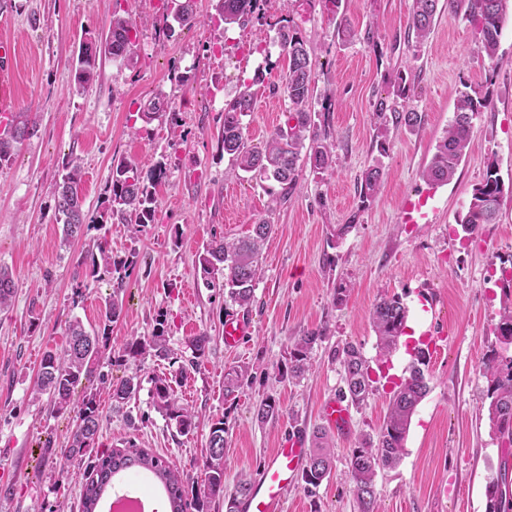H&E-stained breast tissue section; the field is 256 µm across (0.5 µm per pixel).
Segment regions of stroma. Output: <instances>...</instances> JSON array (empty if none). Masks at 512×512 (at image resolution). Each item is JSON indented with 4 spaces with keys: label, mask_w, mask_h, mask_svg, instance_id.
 <instances>
[{
    "label": "stroma",
    "mask_w": 512,
    "mask_h": 512,
    "mask_svg": "<svg viewBox=\"0 0 512 512\" xmlns=\"http://www.w3.org/2000/svg\"><path fill=\"white\" fill-rule=\"evenodd\" d=\"M199 22L173 25L170 8L138 0L141 15L130 60H103L84 92L71 91L82 42L108 28L117 0H12L0 14V40L17 48L11 72L0 73V113L25 112L38 125L8 162L0 164V266L17 288L0 309V512H81L83 469L77 461L44 459L41 446L67 447L71 413L53 415L32 387L47 351L62 350L73 319L98 326L103 301L122 285L123 310L109 330L108 346L121 350L132 336L151 335L164 319L170 348L190 357L188 341L207 333L211 343L196 370L175 386L179 404L197 414L193 433L180 434L155 408L151 376L172 375L171 363L153 357L117 361L102 371L113 381L140 374L137 394L123 408L108 395L98 400L99 442L112 449L133 441L172 462L201 483L212 422L224 419V490L241 475H256L292 432L311 436L322 409L337 398L341 367L332 348L355 344L372 367L368 402L350 408V430L332 433L334 468L316 493L302 482L289 490L283 512H356L346 477L359 441L376 436L389 396L408 374L412 348L400 343L388 360L378 356L370 319L382 296L401 297L407 331L421 342H441L426 368L429 391L419 404L400 462L378 469L381 512H486V485L506 450L491 431L482 397L483 361L500 343L494 328L512 304V199L496 223L466 235L460 219L488 163L512 187V6L495 56L481 49L478 26L466 8L441 11L423 42L406 37L413 0H260L248 25H224L216 0H196ZM373 29L375 40L342 42L337 24ZM293 21L313 59L316 122L336 141L327 170L304 168L286 203L271 200L280 187L237 168L218 144L224 102L237 86L253 84V111L244 119L251 145L282 125L287 98L278 93L288 58L278 46L253 49L259 36L275 37ZM408 67L412 96L406 109L422 122L396 127L375 114L390 94L389 76ZM487 105L473 119L472 143L454 177L430 187L422 173L453 118L460 91ZM167 96L175 121H135L155 94ZM136 157L166 163L153 187L154 222L109 223L102 231L63 243L54 221V192L62 165L78 160L84 210L99 220L110 205L114 160ZM384 173L379 194L362 201V173ZM271 217L252 330L235 348L224 345V298L204 287L196 261L213 236L248 235ZM106 235L116 258L130 261L124 282L96 276L77 261ZM321 331L313 367L297 381L280 377L299 336ZM245 366L249 377L237 402L224 400V371ZM275 399L278 418L261 423L255 409Z\"/></svg>",
    "instance_id": "35a3bbf8"
}]
</instances>
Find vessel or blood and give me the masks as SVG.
Here are the masks:
<instances>
[{
    "label": "vessel or blood",
    "mask_w": 512,
    "mask_h": 512,
    "mask_svg": "<svg viewBox=\"0 0 512 512\" xmlns=\"http://www.w3.org/2000/svg\"><path fill=\"white\" fill-rule=\"evenodd\" d=\"M308 454L305 438L290 435L273 450L255 477L249 494L240 499L239 512H281L285 495Z\"/></svg>",
    "instance_id": "vessel-or-blood-1"
}]
</instances>
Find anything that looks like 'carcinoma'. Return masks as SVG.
Here are the masks:
<instances>
[{
    "instance_id": "1",
    "label": "carcinoma",
    "mask_w": 512,
    "mask_h": 512,
    "mask_svg": "<svg viewBox=\"0 0 512 512\" xmlns=\"http://www.w3.org/2000/svg\"><path fill=\"white\" fill-rule=\"evenodd\" d=\"M467 2V10L480 26L481 49L492 57L498 45L503 16L508 0H414L409 24L417 42L424 41L432 28L440 4L448 10H456L461 2ZM259 0H218L217 10L226 24L243 25L254 14ZM173 17L181 27H191L198 22L194 0H179ZM138 28L131 14H114L107 31L85 44L77 58L75 88L80 92L91 84L102 59H127L133 50ZM275 42L288 56V71L283 82V93L288 99V110L284 125L278 127L266 140L263 148L247 145L243 117L253 110L255 93L246 85L224 103V123L220 129V145L225 154L232 157L238 168L263 180H272L280 185V197L273 199L278 204L288 199L299 184L305 164L318 170L331 166L334 143L326 126L312 120L314 84L312 60L306 41L297 29L290 25L278 28ZM396 97H409L411 82L409 75L398 70L389 80ZM485 107V101L467 92L457 100L454 118L423 171V177L433 183L448 182L455 174L462 156L472 143V119ZM169 101L163 94L154 95L142 108L140 118L149 122L166 115ZM376 113L382 119L391 114L395 125L415 126L421 121L417 112H399L388 106L386 100L377 103ZM37 132V123L24 114H19L0 131V163L10 159L15 147L32 138ZM66 173L57 185L54 197V219L62 225L63 239L69 241L88 233L93 225L87 222L82 196V171L71 162L65 165ZM166 174L165 164L159 162L150 170V183H145L139 164L122 158L112 166V205L107 209L108 219L121 223L126 216H136V223L153 221L152 182ZM382 184V171L373 166L366 169L361 178L360 194L369 199L377 194ZM505 197L504 184L496 166L489 164L483 181L474 189L466 215L461 219L463 230L473 234L480 225L495 222ZM274 225L262 220L253 225L251 233L241 238H214L199 253L197 271L207 288L219 289L231 304L243 309L250 308L255 301V289L260 279L259 255L266 238ZM89 271L96 274L104 271L117 274V285L123 284L121 270L127 261L112 257V248L106 237L98 238L96 251L85 256ZM16 289L13 273L0 267V308L11 302ZM122 302L118 293L104 300L101 323L107 328L119 319ZM407 308L401 298L392 295L380 298L373 306L372 323L377 336L379 353L391 352L403 335ZM67 344L61 351H48L40 365L34 391L47 395L53 412L63 414L71 411L72 397L82 381L89 385L99 382L107 386L115 406L130 400L140 387L137 375L112 383L101 372L105 363H112L105 333L89 332L76 319L66 329ZM498 341L512 345V310L505 311L496 326ZM321 339L320 332L312 331L300 337L290 351L288 375L300 378L309 371L310 352ZM210 337L202 333L190 341L192 352L188 363L178 367V374L187 373L188 367H196L205 356ZM150 355L166 360L171 355L165 338L164 321H159L150 337L132 336L127 339L121 357L133 358ZM329 358L339 363L343 370V386L339 395L352 406L359 408L372 394L370 366L359 348L346 344L333 349ZM427 356L422 352L410 366L405 377L390 398L388 411L378 435V441L364 437L352 449L347 463L351 491L357 504V512H378L374 479L380 466H389L400 460L407 438L412 416L428 392L423 366ZM247 374L244 366H233L224 371V400L237 398L242 381ZM488 400V419L494 433L507 430L512 433V355L491 351L485 360ZM154 406L177 431L188 435L196 428L195 414L176 403L171 389V380L166 376L151 378ZM97 393L86 391L76 411L75 429L68 448L64 449L66 460H87L83 473V512H95L98 501L106 493L111 479L117 473L137 467L153 474L168 492L171 512H207L210 500L224 497L226 512H237L239 499L248 495L252 480L245 477L238 481L234 491L224 495V447L225 422L219 419L212 423L207 439V455L204 463V488L201 492H189V484L183 475L167 460L154 456L133 445L124 450H96L99 439L100 412ZM280 407L271 398L260 402L256 417L266 422L279 415ZM315 448L302 468L301 481L311 494L327 479L333 464L331 449L327 444V433L322 429L314 432ZM508 476V462L500 463L487 482L486 512H512V503L499 498L497 485Z\"/></svg>"
}]
</instances>
